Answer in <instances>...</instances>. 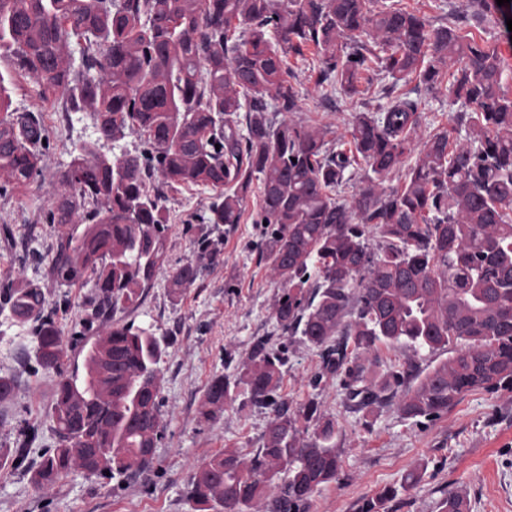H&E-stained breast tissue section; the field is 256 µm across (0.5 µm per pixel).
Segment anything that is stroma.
Returning <instances> with one entry per match:
<instances>
[{
	"label": "stroma",
	"instance_id": "stroma-1",
	"mask_svg": "<svg viewBox=\"0 0 512 512\" xmlns=\"http://www.w3.org/2000/svg\"><path fill=\"white\" fill-rule=\"evenodd\" d=\"M317 71L313 50L289 55L288 81L299 94V110L292 118L326 129L331 149L347 141L357 114L382 104V89L391 84L416 104L419 136L451 128L461 110L443 86L429 90L414 80L396 84L376 73L363 83L360 95L347 98L318 85ZM0 85L12 109L42 112L51 135L37 182L24 192L0 193V225L13 231L12 240L0 239V275L39 285L53 299L59 288L44 266L24 257L23 250L43 253L54 241L53 228L40 221L39 207L54 192L58 172L82 145L98 143L100 153L114 159L141 150L142 144L134 134L114 144L97 142L92 113L67 114L62 102L41 101L32 83L20 77L5 57L0 58ZM208 197V191L199 187L170 193L167 268L136 304L119 308L112 316L115 323L148 326L171 340L161 373L165 433L152 465L134 476L111 479L75 470L45 493L35 490L25 470L2 467L0 512H191L187 488L194 469L227 449L252 454L262 446L274 417L272 409L240 400L225 407L217 420L208 422L201 416L210 381L235 376L256 336L267 337L272 350L286 354L280 393L290 410L315 402L321 413L335 416L340 427V474L313 495L308 512H358L363 499L400 482L416 467L425 470L422 481L401 494L389 512H438L443 495L458 490L466 492L471 512H512V391L469 393L447 414L423 424L402 419L392 405L373 407L366 415L357 411L345 403L337 381H317L320 349L284 335L277 325L274 307L279 290L261 259V227L253 222L258 193L248 196L240 224L227 229L201 222ZM205 233L218 239L219 261L194 251L193 238ZM190 260L200 266L201 277L183 294H173L169 271ZM32 349L29 333L0 315V375L17 379L14 393L0 399V448H11L19 430L33 426L38 439L32 454L38 457L57 440L48 420L56 379L22 366V352ZM378 354L383 367L413 364L423 373L449 357L442 350L416 351L400 344L380 346Z\"/></svg>",
	"mask_w": 512,
	"mask_h": 512
}]
</instances>
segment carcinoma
<instances>
[{"label": "carcinoma", "mask_w": 512, "mask_h": 512, "mask_svg": "<svg viewBox=\"0 0 512 512\" xmlns=\"http://www.w3.org/2000/svg\"><path fill=\"white\" fill-rule=\"evenodd\" d=\"M464 12L506 23L496 0H466ZM310 46L318 84L348 97L375 71L429 89L452 77L465 138L438 130L416 144V106L397 95L356 115L348 141L326 149L320 131L288 119L299 110L288 53ZM2 55L43 101L92 112L98 141L134 133L146 145L114 160L81 146L40 208L57 231L38 262L60 288H91L70 335L59 322L70 293L50 300L35 284L0 280V313L28 329L43 373L58 375L55 447L31 464L37 429L29 427L0 453L29 470L37 490L75 469L104 478L152 463L164 431L166 342L112 315L165 267L168 189L209 190L203 223L230 227L258 185L254 223L279 289L276 322L323 348L318 379L338 380L358 409L391 403L405 419L432 422L469 392L512 390V96L496 44L453 22L433 28L395 0H0ZM10 107L0 96V180L26 190L50 133L41 112ZM415 150L401 186L380 188ZM362 163L360 185L341 197ZM371 236L381 240L377 254ZM192 245L220 256L207 236ZM200 274L187 262L169 275L170 288L182 293ZM91 333L85 372L65 375L69 350ZM400 343L454 355L424 374L380 369L379 345ZM286 361L259 337L235 377L207 386L208 419L242 394L274 418L251 456L226 450L195 470L192 512H307L313 494L336 481L338 423L313 401L288 413L278 394ZM423 472L409 471L359 512H385ZM439 512H470L467 496L447 493Z\"/></svg>", "instance_id": "carcinoma-1"}]
</instances>
